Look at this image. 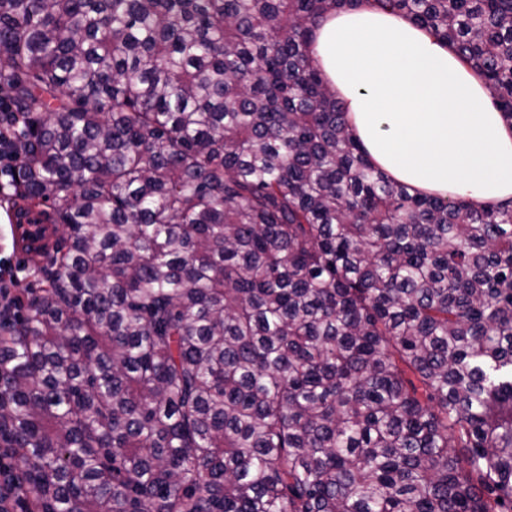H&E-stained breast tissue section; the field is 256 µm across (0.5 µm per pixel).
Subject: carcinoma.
I'll list each match as a JSON object with an SVG mask.
<instances>
[{
  "label": "carcinoma",
  "instance_id": "carcinoma-1",
  "mask_svg": "<svg viewBox=\"0 0 512 512\" xmlns=\"http://www.w3.org/2000/svg\"><path fill=\"white\" fill-rule=\"evenodd\" d=\"M365 2L512 120V0H0L32 512H512V205L371 164L308 48ZM7 229L12 246L31 261L42 257V247L52 238L51 224H14L8 213ZM20 259L12 255L11 249L5 241L0 239V268L5 272V278L10 284L15 298H21L22 304L27 302L28 288L41 287V275L37 272V267L33 263L24 264V268L19 266ZM12 280V281H11Z\"/></svg>",
  "mask_w": 512,
  "mask_h": 512
}]
</instances>
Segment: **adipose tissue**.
Masks as SVG:
<instances>
[{"label":"adipose tissue","instance_id":"adipose-tissue-1","mask_svg":"<svg viewBox=\"0 0 512 512\" xmlns=\"http://www.w3.org/2000/svg\"><path fill=\"white\" fill-rule=\"evenodd\" d=\"M312 55L370 161L391 179L475 207L512 201V124L444 42L362 5L329 14Z\"/></svg>","mask_w":512,"mask_h":512}]
</instances>
